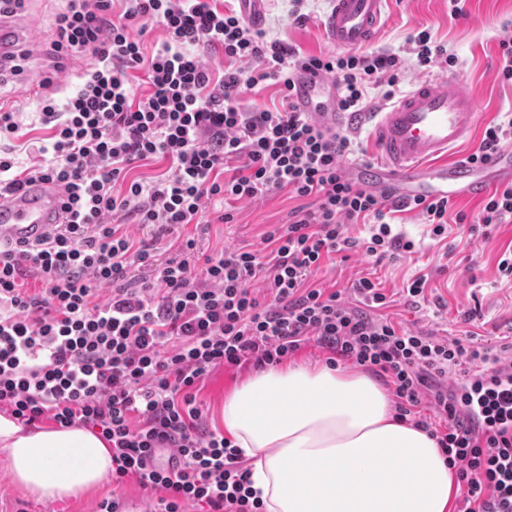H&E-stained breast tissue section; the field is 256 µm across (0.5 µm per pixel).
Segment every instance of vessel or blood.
Segmentation results:
<instances>
[{"mask_svg":"<svg viewBox=\"0 0 512 512\" xmlns=\"http://www.w3.org/2000/svg\"><path fill=\"white\" fill-rule=\"evenodd\" d=\"M385 0H330L320 22L329 44L352 51L370 44L383 21ZM28 25L22 17H0V57L24 43ZM292 100L323 131L333 133L355 123L368 125L377 162L349 166L358 187L401 204L414 198L482 195L487 188L512 183V146L500 148L479 165L449 160L450 151L467 142L476 127L477 103L451 83L417 82L395 102L376 112L340 110L335 79L301 70L293 77ZM59 189L34 182L0 193V242L32 243L64 223Z\"/></svg>","mask_w":512,"mask_h":512,"instance_id":"b4317fda","label":"vessel or blood"}]
</instances>
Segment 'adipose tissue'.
Wrapping results in <instances>:
<instances>
[{
    "label": "adipose tissue",
    "instance_id": "ef3b65f1",
    "mask_svg": "<svg viewBox=\"0 0 512 512\" xmlns=\"http://www.w3.org/2000/svg\"><path fill=\"white\" fill-rule=\"evenodd\" d=\"M224 434L249 460L265 512H452L460 490L427 432L395 418L363 368L282 363L224 399ZM0 461L41 499L99 488L112 452L80 426L26 429L0 413Z\"/></svg>",
    "mask_w": 512,
    "mask_h": 512
}]
</instances>
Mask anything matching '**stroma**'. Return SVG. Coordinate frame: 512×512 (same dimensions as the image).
I'll return each mask as SVG.
<instances>
[{"instance_id":"1","label":"stroma","mask_w":512,"mask_h":512,"mask_svg":"<svg viewBox=\"0 0 512 512\" xmlns=\"http://www.w3.org/2000/svg\"><path fill=\"white\" fill-rule=\"evenodd\" d=\"M63 5V0H25L21 13L30 19L26 47L31 55L24 61L19 79L0 84V99L13 104L24 126L34 129L40 138L45 132L39 127L38 103L25 91L32 75L47 68L45 50L51 41L53 18ZM329 6V0H310L305 8L309 18L301 23L291 15L288 0H271L264 26L271 37L294 47L301 55L326 54L330 48L320 20ZM423 29L447 47L454 65L426 71L416 67L407 40ZM510 36L512 0H466L459 15L451 14L448 0H387L383 23L370 47L403 59L402 91L430 77L452 80L454 87L476 97L479 112L474 134L453 153L454 158L462 159L477 150L489 123L512 114V85L501 83L497 77L498 45ZM303 204V199L286 189L256 199L229 200L224 208L233 215L231 223L218 221L214 210L209 209L201 224L184 226L179 233L196 239L206 253L225 248L257 251L264 249L266 233L275 225L287 223L291 212ZM393 230L414 241L413 253L379 265L360 249L345 261L333 256L324 260L312 285L339 289L346 305L360 309L364 299L350 285L365 276L378 283L388 299L382 315L403 327L461 338L479 347L512 341V277H502L498 271L502 255L512 251V223L499 225L487 238L469 237L464 225L452 223L447 240L439 242L432 238L419 211L412 209L398 213ZM421 274L428 277L425 297L409 301L403 290ZM247 378V373L221 367L206 376L199 398L209 427H218L225 396ZM114 494L124 502L137 500L144 510L152 497L151 492L129 479L117 487L105 483L89 496L44 501L20 490L9 471L0 465V512H97L99 502Z\"/></svg>"}]
</instances>
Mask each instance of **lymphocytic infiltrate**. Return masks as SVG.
I'll list each match as a JSON object with an SVG mask.
<instances>
[{
	"instance_id": "f902f5d3",
	"label": "lymphocytic infiltrate",
	"mask_w": 512,
	"mask_h": 512,
	"mask_svg": "<svg viewBox=\"0 0 512 512\" xmlns=\"http://www.w3.org/2000/svg\"><path fill=\"white\" fill-rule=\"evenodd\" d=\"M161 27L165 40L141 39ZM219 48L224 71L203 55ZM38 81L43 139H28L14 110L0 104V191L35 180L55 184L67 223L43 239L0 245V410L22 425L46 420L97 432L112 451V479L154 492L149 512H265L251 467L231 440L203 422L199 385L224 367L257 371L313 345L329 365L350 363L392 388L396 418L436 440L461 490V512H512V395L492 385L461 392L449 375L495 377L499 353L461 339L397 326L346 307L333 288L310 281L325 257L364 249L377 261L412 252L393 233L383 197L345 176L346 132L321 130L291 100V76L333 75L340 109L366 108L370 90L393 99L400 56L383 51L303 56L268 37L218 0H67ZM88 66L66 98L52 93L68 60ZM273 81L278 105L244 104ZM35 156L18 165L12 141ZM165 159L142 181L134 168ZM313 198L269 231L268 252L202 254L195 239L160 259L159 244L196 224L225 199L280 189ZM433 238L449 221L473 237L512 219V184L497 187L476 216L449 215L444 199L413 203ZM134 219L148 237L126 230ZM350 224L371 227L369 239ZM38 286H24L27 276ZM429 404L441 425L421 414ZM170 451L176 468L151 467Z\"/></svg>"
}]
</instances>
